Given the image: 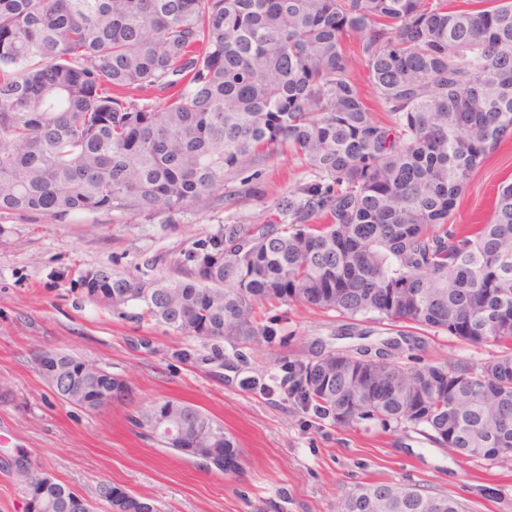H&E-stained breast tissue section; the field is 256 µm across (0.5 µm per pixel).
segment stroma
<instances>
[{"label": "stroma", "mask_w": 512, "mask_h": 512, "mask_svg": "<svg viewBox=\"0 0 512 512\" xmlns=\"http://www.w3.org/2000/svg\"><path fill=\"white\" fill-rule=\"evenodd\" d=\"M260 192L175 214L158 210L129 222L117 213L0 214V512H24L19 465L44 470L88 499L107 483L149 500L161 512H339L358 483L431 488L470 512H512V462L465 463L424 435L368 422L341 428L297 410L274 392L286 362L318 347L349 350L342 321L295 302L258 307L276 322L273 343L229 346L174 334L135 308L118 313L88 292L90 271L140 278L148 267L173 276L176 262L224 225L274 220L275 205L312 174L282 149L257 167ZM512 182V139L476 170L450 217L455 227L485 223L500 185ZM54 349L120 376L127 390L91 411L60 399L36 357ZM502 352L444 332L414 331L402 361L485 362ZM254 377L261 394L244 386ZM196 406L237 443L235 468L222 473L159 451L139 425L155 401Z\"/></svg>", "instance_id": "stroma-1"}]
</instances>
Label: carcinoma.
I'll list each match as a JSON object with an SVG mask.
<instances>
[{
	"instance_id": "obj_1",
	"label": "carcinoma",
	"mask_w": 512,
	"mask_h": 512,
	"mask_svg": "<svg viewBox=\"0 0 512 512\" xmlns=\"http://www.w3.org/2000/svg\"><path fill=\"white\" fill-rule=\"evenodd\" d=\"M448 9L447 0H0V213L63 220L113 211L149 217L223 199L288 146L313 172L277 203L279 221L226 224L179 261V278L129 279L99 269L89 291L139 308L175 334L275 340L264 301L302 303L347 321L403 323L473 345L485 364L410 365L397 341L319 351L284 367L280 391L339 427H407L460 458L512 448V184L484 224H448L471 175L512 137V0ZM357 38L387 118L349 74ZM162 93L153 103L132 91ZM43 376L106 390L112 373L43 351ZM171 416L227 468L235 444L197 407ZM56 479L38 512H84ZM141 512L130 496L108 506ZM340 512H469L445 494L356 484Z\"/></svg>"
}]
</instances>
